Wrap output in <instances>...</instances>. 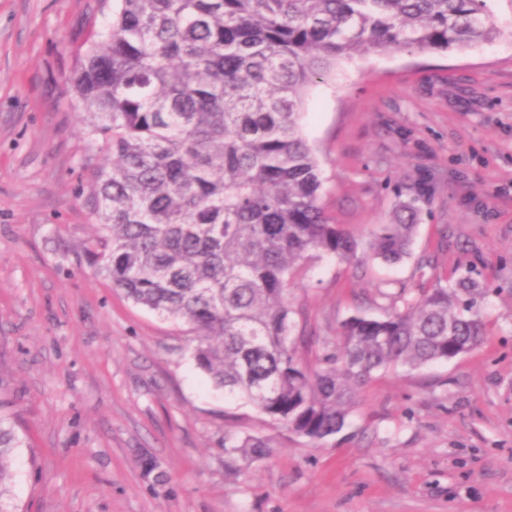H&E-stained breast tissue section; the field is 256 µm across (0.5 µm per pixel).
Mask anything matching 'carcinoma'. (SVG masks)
I'll return each mask as SVG.
<instances>
[{"label": "carcinoma", "instance_id": "1", "mask_svg": "<svg viewBox=\"0 0 512 512\" xmlns=\"http://www.w3.org/2000/svg\"><path fill=\"white\" fill-rule=\"evenodd\" d=\"M512 0H112V22L74 49V107L100 143L86 158L94 276L134 304L190 326L213 385L315 444L342 430L379 371L449 362L486 342L492 292L472 263L420 289L379 292L381 317L342 322L313 359L295 334L290 287L314 256L362 261L360 238L320 203L317 158L301 127L303 91L353 52L458 51L501 35ZM407 207L371 231L367 253L411 254ZM0 400V512L25 447ZM270 440L224 433L226 465Z\"/></svg>", "mask_w": 512, "mask_h": 512}]
</instances>
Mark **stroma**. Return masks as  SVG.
Listing matches in <instances>:
<instances>
[{
    "label": "stroma",
    "instance_id": "35a3bbf8",
    "mask_svg": "<svg viewBox=\"0 0 512 512\" xmlns=\"http://www.w3.org/2000/svg\"><path fill=\"white\" fill-rule=\"evenodd\" d=\"M97 0H0V399L28 445L20 512H512V38L477 50L354 53L303 94V134L333 223L367 237L416 212L410 257L323 256L295 281L314 342L380 292L477 263L487 341L362 387L318 444L215 389L186 325L133 304L80 261L95 219L86 123L65 81ZM268 437L227 473L224 432Z\"/></svg>",
    "mask_w": 512,
    "mask_h": 512
}]
</instances>
